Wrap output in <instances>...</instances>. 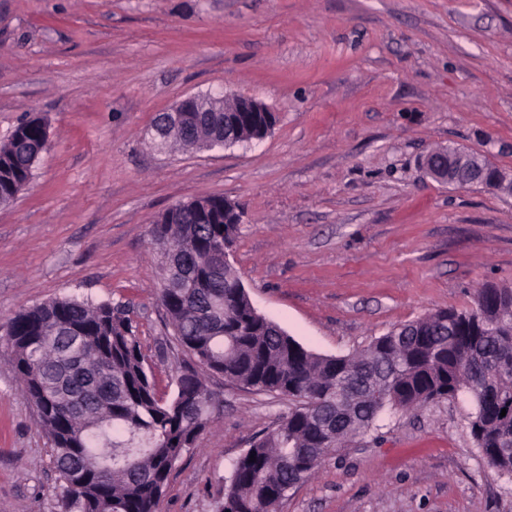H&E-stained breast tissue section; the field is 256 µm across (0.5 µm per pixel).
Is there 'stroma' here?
<instances>
[{"label":"stroma","instance_id":"1","mask_svg":"<svg viewBox=\"0 0 512 512\" xmlns=\"http://www.w3.org/2000/svg\"><path fill=\"white\" fill-rule=\"evenodd\" d=\"M276 114L261 140L160 151L155 118L197 94ZM50 141L0 208V325L63 297L129 305L157 388L193 357L159 300L152 223L220 195L258 313L315 353L512 287V194L429 178L451 143L512 172V0H0V144ZM0 340V512H60L62 484ZM223 408L176 462L158 512H216L233 464L288 398L206 376ZM443 399L382 413L278 512H512V476Z\"/></svg>","mask_w":512,"mask_h":512}]
</instances>
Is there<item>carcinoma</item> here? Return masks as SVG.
<instances>
[{
  "instance_id": "1",
  "label": "carcinoma",
  "mask_w": 512,
  "mask_h": 512,
  "mask_svg": "<svg viewBox=\"0 0 512 512\" xmlns=\"http://www.w3.org/2000/svg\"><path fill=\"white\" fill-rule=\"evenodd\" d=\"M41 134L37 118L0 144V199L32 174ZM237 230L153 225L160 300L176 341L197 360L178 374L169 400L145 367L125 305L64 297L8 320L13 371L64 484L62 512H156L175 463L220 410L205 384L209 372L293 402L237 460L217 512H257L262 495L281 500L329 451L368 434L388 407L409 410L461 392L475 405L469 427L479 452L492 469L512 474V326L487 324L512 318L511 287L486 285L471 307L403 324L359 353L320 355L254 315L224 263V242Z\"/></svg>"
}]
</instances>
